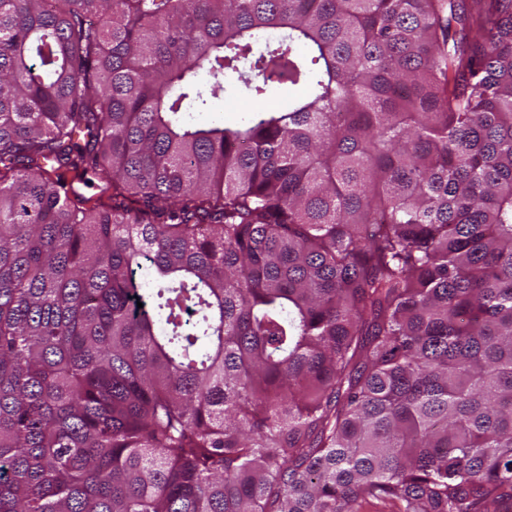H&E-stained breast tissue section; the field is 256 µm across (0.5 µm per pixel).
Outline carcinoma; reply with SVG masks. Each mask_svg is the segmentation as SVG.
I'll return each mask as SVG.
<instances>
[{"label":"carcinoma","instance_id":"obj_1","mask_svg":"<svg viewBox=\"0 0 512 512\" xmlns=\"http://www.w3.org/2000/svg\"><path fill=\"white\" fill-rule=\"evenodd\" d=\"M366 500L512 512V0H0V512ZM291 94L288 90L279 89L263 98H255L249 103L251 112L282 110L288 106ZM250 112H242V106L239 99L226 93L224 99L217 103L212 112L192 113L188 119L193 122L203 123H225L233 125L247 119Z\"/></svg>","mask_w":512,"mask_h":512}]
</instances>
